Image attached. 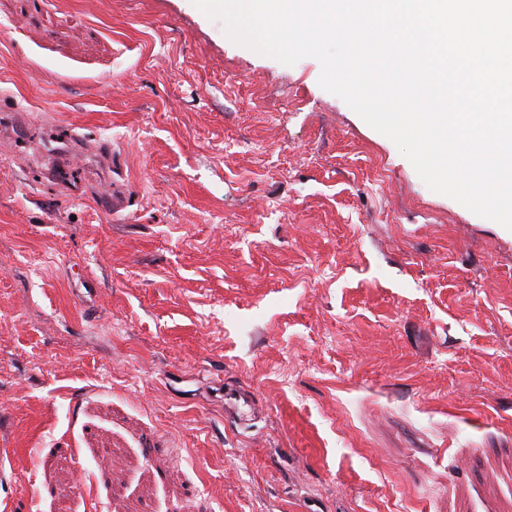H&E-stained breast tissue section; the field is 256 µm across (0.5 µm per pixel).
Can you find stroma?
<instances>
[{"label":"stroma","mask_w":512,"mask_h":512,"mask_svg":"<svg viewBox=\"0 0 512 512\" xmlns=\"http://www.w3.org/2000/svg\"><path fill=\"white\" fill-rule=\"evenodd\" d=\"M320 71L0 0V512H512V231ZM253 399L242 393L237 387L224 388V418L238 425L246 424L251 417Z\"/></svg>","instance_id":"1"}]
</instances>
